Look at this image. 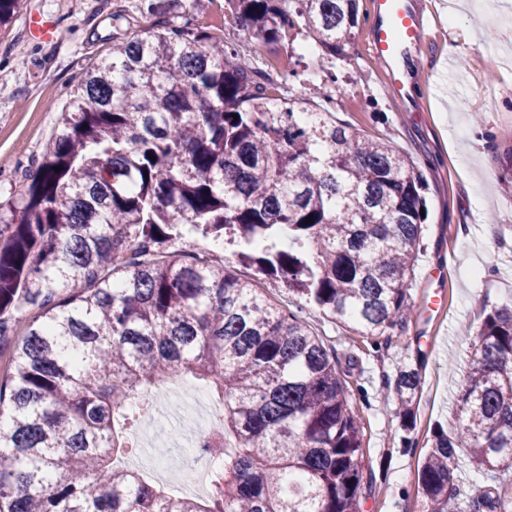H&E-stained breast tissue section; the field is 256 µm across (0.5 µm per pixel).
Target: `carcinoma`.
<instances>
[{
    "label": "carcinoma",
    "instance_id": "obj_1",
    "mask_svg": "<svg viewBox=\"0 0 512 512\" xmlns=\"http://www.w3.org/2000/svg\"><path fill=\"white\" fill-rule=\"evenodd\" d=\"M226 2L256 41L297 27L333 59L359 25L358 0ZM21 3L0 0V27ZM264 78L237 45L158 20L73 89L0 224V512H359L353 393L304 305L359 335L402 326L426 185L389 142ZM192 238L237 244L238 265L295 300L266 297ZM22 307L33 315L15 342ZM477 338L456 433L433 432L417 471L422 512H512L511 481L467 509L457 497L462 450L512 476V306ZM173 375L222 399L202 497L168 496L123 462V427L152 410L130 401ZM419 390L418 370L398 367L406 431Z\"/></svg>",
    "mask_w": 512,
    "mask_h": 512
}]
</instances>
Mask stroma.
Masks as SVG:
<instances>
[{
  "mask_svg": "<svg viewBox=\"0 0 512 512\" xmlns=\"http://www.w3.org/2000/svg\"><path fill=\"white\" fill-rule=\"evenodd\" d=\"M432 38L414 50L409 81L416 111L394 97L369 49L371 0L335 71L302 49L296 30L260 45L237 25L224 0H161L165 20H190L237 44L273 82L296 48V94L313 110L405 152L426 184L427 219L410 290L415 312L387 344L345 330L318 310L306 318L336 353L363 432L360 512H419L416 475L436 427L454 430V384L484 316L512 306V194L500 158L512 147V0H419ZM143 0H23L0 31V212H8L35 159L61 128V111L87 67L113 43L149 25ZM33 10L53 17L57 41L24 35ZM418 369L415 425L403 433L390 392L395 367Z\"/></svg>",
  "mask_w": 512,
  "mask_h": 512,
  "instance_id": "35a3bbf8",
  "label": "stroma"
}]
</instances>
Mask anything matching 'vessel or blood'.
I'll return each instance as SVG.
<instances>
[{
  "mask_svg": "<svg viewBox=\"0 0 512 512\" xmlns=\"http://www.w3.org/2000/svg\"><path fill=\"white\" fill-rule=\"evenodd\" d=\"M26 35L40 44L53 43L57 28L50 16L30 12L25 19ZM429 39V30L414 0H373L369 42L371 53L386 69L390 85L400 102H407V70L412 50Z\"/></svg>",
  "mask_w": 512,
  "mask_h": 512,
  "instance_id": "1",
  "label": "vessel or blood"
}]
</instances>
